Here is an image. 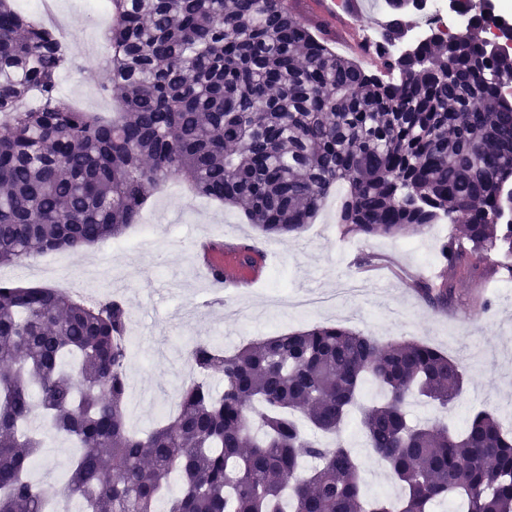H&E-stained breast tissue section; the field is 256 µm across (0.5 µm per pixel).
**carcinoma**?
Segmentation results:
<instances>
[{"instance_id": "obj_1", "label": "carcinoma", "mask_w": 512, "mask_h": 512, "mask_svg": "<svg viewBox=\"0 0 512 512\" xmlns=\"http://www.w3.org/2000/svg\"><path fill=\"white\" fill-rule=\"evenodd\" d=\"M417 2L384 0V43L405 37ZM109 6L117 96L103 113L58 96L66 46L0 0V268L119 237L180 179L281 238L301 234L342 184L345 232L397 237L445 221L455 275H483L495 252L512 278V95L500 92L512 55L482 37L490 16L414 55L378 50L369 74L315 39L289 0ZM418 286L433 308L455 301L444 276ZM131 322L110 296L88 306L0 286V512H46L28 480L41 415L76 445L60 494L88 512H155L172 474L182 493L168 512H430L456 498L466 512H512V432L496 418L479 412L461 434L408 422L409 398L446 408L463 387L460 365L427 345L336 325L233 350L197 341L190 369L218 375L221 390L191 381L173 419L139 435L124 408ZM367 381L384 400L362 408V430L401 483L397 499L364 497L342 440Z\"/></svg>"}]
</instances>
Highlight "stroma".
<instances>
[{"mask_svg":"<svg viewBox=\"0 0 512 512\" xmlns=\"http://www.w3.org/2000/svg\"><path fill=\"white\" fill-rule=\"evenodd\" d=\"M322 0H292L293 10L312 34L337 54L376 72L373 53L356 32L335 16L325 15ZM63 35L72 53L99 44L85 0H58ZM108 67L75 63L58 78L61 96L90 112H108L112 99L102 89ZM338 194H331L313 224L297 237L263 238L237 211L189 192L172 180L148 201L145 214H158L154 236L138 249L114 253L111 243L89 250L65 251L63 273L91 301L110 295L121 299L137 321L140 351L128 360V387L143 392L134 430L145 433L161 421L165 400L191 379L186 352L198 340L221 338L234 348L257 338L265 323L276 333L337 324L376 338L380 343L412 340L456 360L464 372L463 389L448 409L419 397L407 408L412 422L439 420L452 432L465 430L475 413L487 411L506 421L512 404V303L497 293L507 275L487 272L479 279L455 282L457 301L445 311L429 307L413 286L417 276L442 269L440 248L452 227L438 224L403 236L366 237L343 233L336 222ZM209 240L225 246L255 247L264 265L241 285L224 287L222 302L211 301L209 281L198 260V247ZM353 280L362 292L331 310L301 315L284 298L336 289ZM345 444L361 465L362 490L377 494L376 480H391L387 468L367 447L359 414H350L342 430ZM39 460L38 487L52 496L67 472L74 448L63 436L47 432Z\"/></svg>","mask_w":512,"mask_h":512,"instance_id":"obj_1","label":"stroma"}]
</instances>
